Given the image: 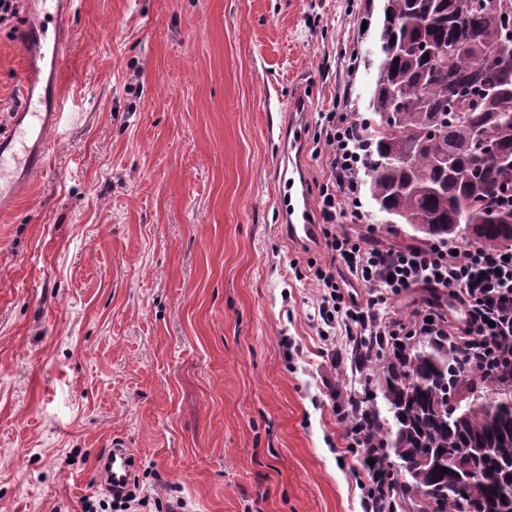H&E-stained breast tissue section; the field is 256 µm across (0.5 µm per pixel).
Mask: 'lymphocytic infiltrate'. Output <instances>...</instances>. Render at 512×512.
<instances>
[{
  "label": "lymphocytic infiltrate",
  "instance_id": "f902f5d3",
  "mask_svg": "<svg viewBox=\"0 0 512 512\" xmlns=\"http://www.w3.org/2000/svg\"><path fill=\"white\" fill-rule=\"evenodd\" d=\"M314 153L330 171L321 186L323 230L328 261L308 266L306 278L320 288L318 315L328 327L343 325L348 336H445L466 351L483 374L512 385V247L488 251L458 248L439 240L405 248L369 247L363 239L336 232L337 217L365 222L358 200V169L349 147L347 114L320 113ZM368 288L360 298L358 287ZM445 290L464 310L448 317L436 308L414 309L398 317L384 311L387 296L412 288ZM181 497L151 498L139 483L113 490L110 499L86 502L85 512H184Z\"/></svg>",
  "mask_w": 512,
  "mask_h": 512
}]
</instances>
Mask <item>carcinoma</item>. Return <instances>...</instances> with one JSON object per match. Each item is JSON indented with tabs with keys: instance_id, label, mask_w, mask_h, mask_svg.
<instances>
[{
	"instance_id": "carcinoma-1",
	"label": "carcinoma",
	"mask_w": 512,
	"mask_h": 512,
	"mask_svg": "<svg viewBox=\"0 0 512 512\" xmlns=\"http://www.w3.org/2000/svg\"><path fill=\"white\" fill-rule=\"evenodd\" d=\"M379 41L374 118L354 127L367 139L361 169L385 223L405 224L423 241L512 246V226L494 223L512 219L502 204L512 195V59L481 65L496 45H512V0L499 11L482 0H385ZM440 48L448 49L445 65L434 54ZM431 128L438 139L428 144ZM485 140L499 160L483 155ZM354 355L377 375L391 418L354 399L367 432L361 441L400 468L392 500L412 499L418 512H512V396L499 395L446 336L395 346L364 336ZM450 394L459 396L453 407Z\"/></svg>"
}]
</instances>
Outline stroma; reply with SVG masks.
Here are the masks:
<instances>
[{
    "label": "stroma",
    "instance_id": "obj_1",
    "mask_svg": "<svg viewBox=\"0 0 512 512\" xmlns=\"http://www.w3.org/2000/svg\"><path fill=\"white\" fill-rule=\"evenodd\" d=\"M383 0H67L64 107L43 174L0 201V512L105 498L113 437L150 496L190 512H364L351 394L378 393L320 288L325 260L282 230L280 134L305 99L308 192L319 113L367 114ZM20 0L0 22V123L18 104ZM367 225L405 245L369 193Z\"/></svg>",
    "mask_w": 512,
    "mask_h": 512
}]
</instances>
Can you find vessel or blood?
I'll list each match as a JSON object with an SVG mask.
<instances>
[{
  "instance_id": "vessel-or-blood-1",
  "label": "vessel or blood",
  "mask_w": 512,
  "mask_h": 512,
  "mask_svg": "<svg viewBox=\"0 0 512 512\" xmlns=\"http://www.w3.org/2000/svg\"><path fill=\"white\" fill-rule=\"evenodd\" d=\"M25 51V71L22 75L23 96L17 112L7 128L0 129V196L18 190L15 183L6 181L4 174L11 168L23 170L26 176L42 173L46 167L49 137L56 128L51 113L42 111V96L34 92L38 77L37 61L51 54L55 65H63L69 43L62 38H49L47 29L23 27L19 33ZM307 109L294 100L288 106V125L281 133L279 156L280 188L277 196L283 228L288 239L300 247L315 244L319 226L315 223L304 176V128ZM100 482L104 487L120 486L130 479L136 458L123 439L113 438L98 458Z\"/></svg>"
}]
</instances>
